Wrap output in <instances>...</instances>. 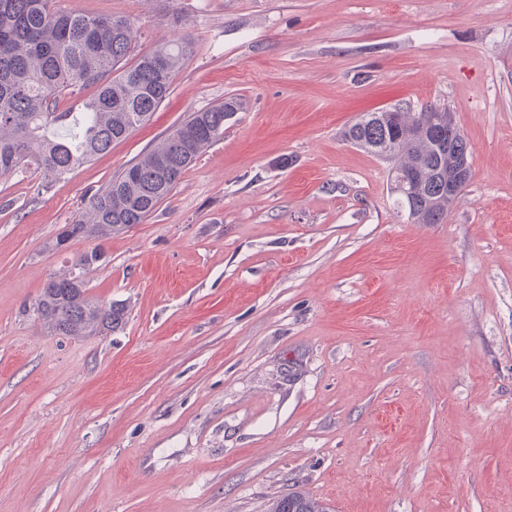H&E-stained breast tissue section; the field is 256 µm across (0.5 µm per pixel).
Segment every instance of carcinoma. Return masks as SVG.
<instances>
[{
  "instance_id": "cac0c4a2",
  "label": "carcinoma",
  "mask_w": 512,
  "mask_h": 512,
  "mask_svg": "<svg viewBox=\"0 0 512 512\" xmlns=\"http://www.w3.org/2000/svg\"><path fill=\"white\" fill-rule=\"evenodd\" d=\"M136 35L121 15L63 12L54 0H0V177L34 166L61 178L113 142L149 121L164 101L190 42L172 41L124 66ZM89 91L79 112H61L64 98ZM240 102L190 114L153 149L130 163L89 198L85 211L56 237V248L83 237L105 238L142 223L166 199L184 172L224 133L227 117ZM438 110L418 112L396 104L362 114L342 132L344 141L383 160H395L390 173L421 175L408 194L391 185L408 220L448 218V188L440 182L454 151L437 152ZM99 262L93 252L75 270L48 279L30 307L49 332L61 336L107 335L120 328L125 307L103 306L85 295L83 271ZM269 512H332L302 492L273 501Z\"/></svg>"
}]
</instances>
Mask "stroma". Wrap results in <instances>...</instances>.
<instances>
[{"label": "stroma", "instance_id": "stroma-1", "mask_svg": "<svg viewBox=\"0 0 512 512\" xmlns=\"http://www.w3.org/2000/svg\"><path fill=\"white\" fill-rule=\"evenodd\" d=\"M193 54L151 119L0 178V512H512V0H56ZM243 106L143 223L54 243L189 113ZM454 112L472 177L398 214L361 113ZM105 336L25 313L81 255ZM327 504L302 492H291L273 501L269 512H332Z\"/></svg>", "mask_w": 512, "mask_h": 512}]
</instances>
